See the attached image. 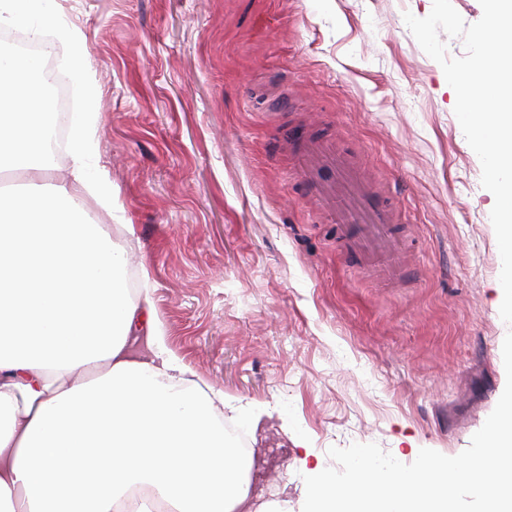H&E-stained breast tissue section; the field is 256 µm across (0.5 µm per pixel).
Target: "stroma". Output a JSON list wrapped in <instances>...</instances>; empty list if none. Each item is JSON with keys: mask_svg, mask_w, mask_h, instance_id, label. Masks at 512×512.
Masks as SVG:
<instances>
[{"mask_svg": "<svg viewBox=\"0 0 512 512\" xmlns=\"http://www.w3.org/2000/svg\"><path fill=\"white\" fill-rule=\"evenodd\" d=\"M433 0H50L86 151L134 230L170 350L253 431L248 501L302 512L331 447L465 450L506 383L494 197L456 95L403 14ZM82 34L70 44L66 31ZM85 50L87 69L71 65ZM97 93L87 100L86 83ZM337 136L403 221L395 279L341 257L294 183L288 128Z\"/></svg>", "mask_w": 512, "mask_h": 512, "instance_id": "obj_1", "label": "stroma"}]
</instances>
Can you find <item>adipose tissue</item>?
Returning a JSON list of instances; mask_svg holds the SVG:
<instances>
[{
  "label": "adipose tissue",
  "instance_id": "1",
  "mask_svg": "<svg viewBox=\"0 0 512 512\" xmlns=\"http://www.w3.org/2000/svg\"><path fill=\"white\" fill-rule=\"evenodd\" d=\"M34 60L0 53V168L39 178L34 147L57 114ZM90 120L71 131V177L0 194V512H245L248 459L224 442L216 393L165 346L150 289L131 301L126 244L90 222L72 182L89 173ZM143 331L146 355L130 353Z\"/></svg>",
  "mask_w": 512,
  "mask_h": 512
}]
</instances>
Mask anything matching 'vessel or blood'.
Instances as JSON below:
<instances>
[{
  "instance_id": "b4317fda",
  "label": "vessel or blood",
  "mask_w": 512,
  "mask_h": 512,
  "mask_svg": "<svg viewBox=\"0 0 512 512\" xmlns=\"http://www.w3.org/2000/svg\"><path fill=\"white\" fill-rule=\"evenodd\" d=\"M286 140L293 147L294 174L309 200L336 224L338 250L357 266L373 265L397 243L398 208L379 198L332 136L292 129Z\"/></svg>"
}]
</instances>
